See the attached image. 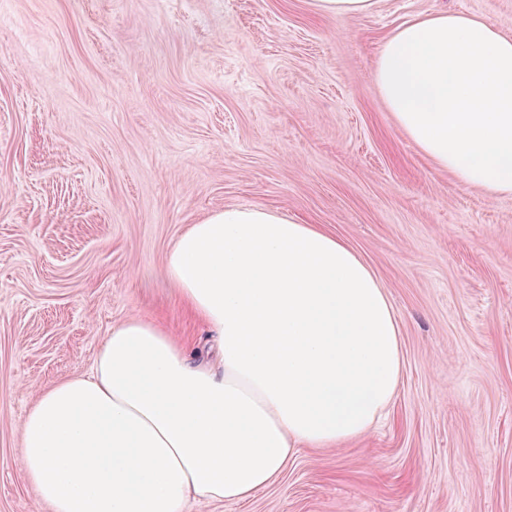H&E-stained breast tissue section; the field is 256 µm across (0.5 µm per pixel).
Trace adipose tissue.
<instances>
[{
  "label": "adipose tissue",
  "instance_id": "obj_1",
  "mask_svg": "<svg viewBox=\"0 0 512 512\" xmlns=\"http://www.w3.org/2000/svg\"><path fill=\"white\" fill-rule=\"evenodd\" d=\"M373 82L439 168L512 196V37L442 11L398 27ZM205 324L206 361L159 324L125 319L92 370L42 391L24 474L52 512H185L271 487L304 450L365 435L402 370L398 320L372 268L335 234L277 210L191 225L164 268Z\"/></svg>",
  "mask_w": 512,
  "mask_h": 512
}]
</instances>
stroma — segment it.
<instances>
[{"mask_svg": "<svg viewBox=\"0 0 512 512\" xmlns=\"http://www.w3.org/2000/svg\"><path fill=\"white\" fill-rule=\"evenodd\" d=\"M512 36V0H0V512H50L26 414L135 316L201 349L162 270L190 225L258 206L324 227L396 311L397 395L246 502L187 512H512V197L437 168L372 80L403 23ZM376 0H310L313 11L336 17L356 18L372 11Z\"/></svg>", "mask_w": 512, "mask_h": 512, "instance_id": "35a3bbf8", "label": "stroma"}]
</instances>
